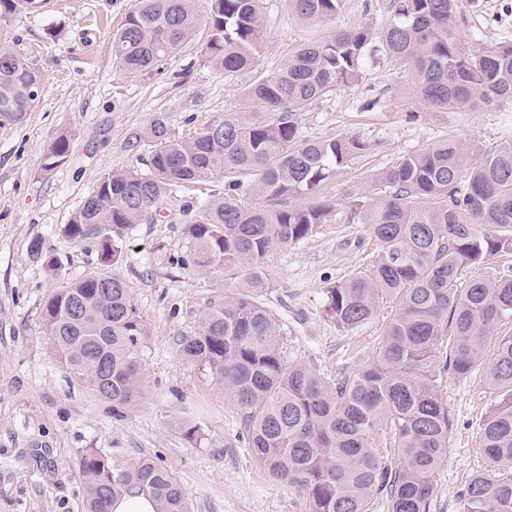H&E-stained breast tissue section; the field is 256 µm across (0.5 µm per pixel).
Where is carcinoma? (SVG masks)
Masks as SVG:
<instances>
[{
  "label": "carcinoma",
  "mask_w": 512,
  "mask_h": 512,
  "mask_svg": "<svg viewBox=\"0 0 512 512\" xmlns=\"http://www.w3.org/2000/svg\"><path fill=\"white\" fill-rule=\"evenodd\" d=\"M44 0H0V124L20 123L36 100L25 95L36 70L4 26L19 12L37 13ZM209 2L207 55L226 73L251 68L264 34L260 0ZM343 0H289L305 20L330 18ZM463 0H391L381 28L338 31L304 44L244 90L261 112H233L189 141L160 120L151 125L149 173L118 172L62 228L71 241L100 246L111 266L126 233L183 182L224 174V195L210 199L187 225L192 241L184 264L214 279L241 276L244 291L223 295L201 312L181 355L209 368L243 410L248 442L276 480L306 491L312 512H369L379 498L391 512H431L434 475L448 454L451 420L437 381L482 367L495 405L483 420L479 448L498 468L512 469V336L485 345L512 317V274L487 266L512 252V145L470 163L453 137L410 154L378 175L389 189L351 208L379 244L369 273L328 289V313L352 329L371 320L380 301L399 299L398 312L372 361L331 384L286 360L279 325L265 307L264 260L276 246L296 243L323 224L334 203L323 189L336 171L368 150L358 138L298 139L302 112L338 84L359 79L364 59L384 50L410 69L420 99L457 110L512 99V43L470 47L460 35ZM201 21L197 0H135L113 34L115 60L139 71L159 65L193 39ZM59 138L43 169L62 162ZM491 225L492 232L481 227ZM478 269L465 287L461 272ZM45 333L60 361L121 418L143 396L138 359L146 329L126 283L100 271L70 281L44 304ZM450 336L448 350L443 337ZM390 428L394 462L382 460L373 435ZM78 473L84 512H111L136 488L160 512H189L181 484L153 460L115 469L93 448ZM463 512H512V476L478 474L461 495Z\"/></svg>",
  "instance_id": "cac0c4a2"
}]
</instances>
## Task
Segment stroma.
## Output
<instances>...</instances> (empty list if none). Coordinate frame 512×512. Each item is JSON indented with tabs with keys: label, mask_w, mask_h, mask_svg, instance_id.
I'll return each mask as SVG.
<instances>
[{
	"label": "stroma",
	"mask_w": 512,
	"mask_h": 512,
	"mask_svg": "<svg viewBox=\"0 0 512 512\" xmlns=\"http://www.w3.org/2000/svg\"><path fill=\"white\" fill-rule=\"evenodd\" d=\"M389 0H345L333 18H299L288 0H261L262 51L253 70L227 73L203 49V38L155 68L131 73L115 63L112 35L134 0H47L41 12L18 13L9 30L43 78V91L23 123L0 125V512H83L77 461L95 448L113 467L150 458L184 488L192 512H310L309 496L272 478L248 446L243 413L207 368L180 357L200 312L242 278L211 279L181 264L190 250L186 223L208 196L224 192L215 175L202 187L174 190L158 210L131 226L111 266L130 290L148 329L139 351L144 394L123 418L56 357L42 309L66 281L101 271L99 248L65 239L60 229L117 171L147 173L149 129L162 118L185 139L230 112L255 106L243 90L295 47L361 24L381 27ZM467 9L462 35L473 45L512 42V0H480ZM70 148L51 170L42 163L59 137ZM357 137L369 149L330 187L328 221L266 258L263 300L280 325V348L291 362L328 381L370 361L397 310L383 301L355 329L336 325L327 290L350 273L368 271L375 245L366 227L349 221L353 200L376 192L375 177L403 156L455 137L472 158L512 142V100L464 110H436L414 91L408 69L384 53L368 58L361 78L313 102L301 116L300 139ZM53 254L49 272L32 241ZM440 393L452 421L447 459L434 477L431 512H461L460 492L493 467L478 449L479 429L495 396L482 371L443 375ZM200 426L186 438L182 422Z\"/></svg>",
	"instance_id": "35a3bbf8"
}]
</instances>
